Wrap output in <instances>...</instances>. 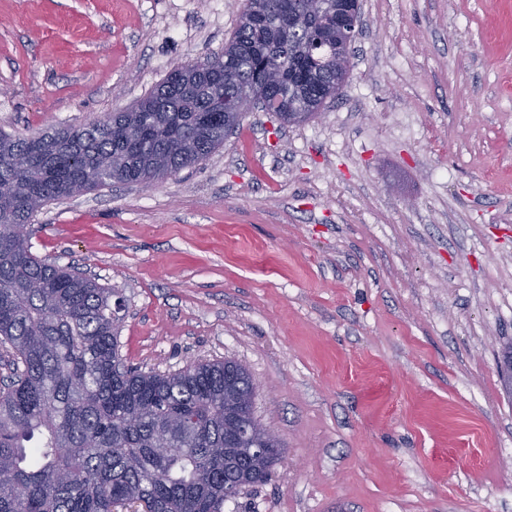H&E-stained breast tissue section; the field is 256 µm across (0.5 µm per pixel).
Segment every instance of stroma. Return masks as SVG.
Segmentation results:
<instances>
[{"instance_id":"stroma-1","label":"stroma","mask_w":512,"mask_h":512,"mask_svg":"<svg viewBox=\"0 0 512 512\" xmlns=\"http://www.w3.org/2000/svg\"><path fill=\"white\" fill-rule=\"evenodd\" d=\"M243 0H0V131L79 126L224 50ZM343 93L42 208L126 300L124 361L233 359L285 448L224 512H512V0H361Z\"/></svg>"}]
</instances>
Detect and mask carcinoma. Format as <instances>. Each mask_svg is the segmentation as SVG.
<instances>
[{
    "label": "carcinoma",
    "mask_w": 512,
    "mask_h": 512,
    "mask_svg": "<svg viewBox=\"0 0 512 512\" xmlns=\"http://www.w3.org/2000/svg\"><path fill=\"white\" fill-rule=\"evenodd\" d=\"M245 0L224 52L170 70L131 108L30 136L0 132V512H224V485L265 483L284 448L240 449L236 411L255 386L233 360L175 373L125 365L117 288L34 255L25 231L46 204L112 183L149 186L206 159L256 101L285 123L314 118L336 63V0Z\"/></svg>",
    "instance_id": "cac0c4a2"
}]
</instances>
